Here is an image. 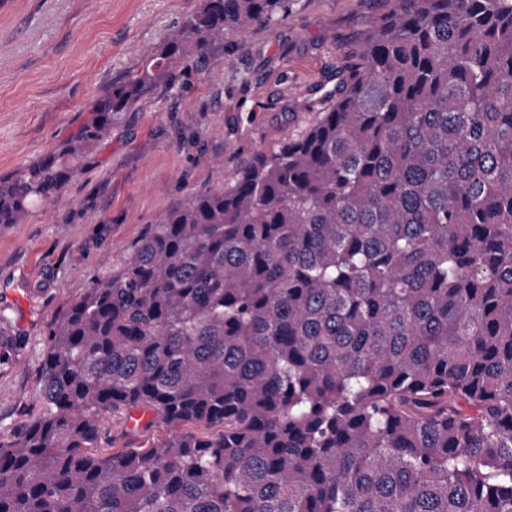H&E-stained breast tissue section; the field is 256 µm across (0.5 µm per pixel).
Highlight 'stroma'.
Returning <instances> with one entry per match:
<instances>
[{"mask_svg":"<svg viewBox=\"0 0 512 512\" xmlns=\"http://www.w3.org/2000/svg\"><path fill=\"white\" fill-rule=\"evenodd\" d=\"M201 0H0V174L50 154L138 68L145 50ZM392 0H288L276 24L212 44L122 113L76 160L78 174L20 224L0 225V307L24 345L0 368V438L42 411L43 333L88 289L119 273L158 216L223 187L254 153L311 123ZM256 107L254 118L239 104ZM223 159L216 167L215 159ZM106 448L164 438L157 426L106 420Z\"/></svg>","mask_w":512,"mask_h":512,"instance_id":"1","label":"stroma"}]
</instances>
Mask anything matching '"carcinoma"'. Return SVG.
<instances>
[{
  "mask_svg": "<svg viewBox=\"0 0 512 512\" xmlns=\"http://www.w3.org/2000/svg\"><path fill=\"white\" fill-rule=\"evenodd\" d=\"M287 2L202 0L63 154ZM339 74L47 329L0 512H512V0H394ZM75 172L0 178V224ZM134 412L171 435L100 449Z\"/></svg>",
  "mask_w": 512,
  "mask_h": 512,
  "instance_id": "cac0c4a2",
  "label": "carcinoma"
}]
</instances>
